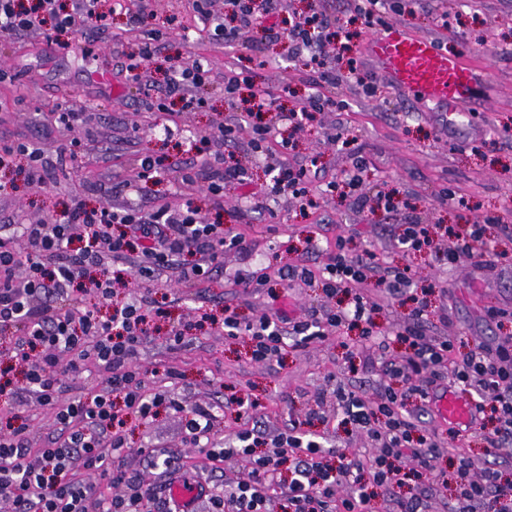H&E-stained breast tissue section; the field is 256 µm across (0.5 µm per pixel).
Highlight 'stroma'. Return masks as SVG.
<instances>
[{
    "label": "stroma",
    "instance_id": "stroma-1",
    "mask_svg": "<svg viewBox=\"0 0 512 512\" xmlns=\"http://www.w3.org/2000/svg\"><path fill=\"white\" fill-rule=\"evenodd\" d=\"M144 13L160 25L175 16L188 26V33L174 31L159 57L142 63L138 79L128 78L125 65L136 51L135 34L126 32L125 16L112 15L111 30L123 33L122 42H89L64 35L55 51L44 48L42 32L14 42H0V68L7 76L0 81V136L15 141H33L53 149L70 137L83 142L82 162L87 173L74 170L57 173L45 185L21 187L19 192H0V216L21 217L32 223L56 218L80 196L88 205H121L126 197L112 192L107 180L98 179L99 157L110 158L139 187V200L148 206L165 198L174 207L193 200L203 215L213 216L208 193L201 188L175 191L169 181L138 177L137 155L145 150L163 157L165 165L192 163L195 152L188 141L169 138L155 131L152 105L160 97L166 74L181 68L188 58L202 57L211 66L210 79L202 87L204 108L184 111L178 121L186 130L203 136L231 110L224 100V66L233 64L257 88L269 89L278 108L296 107V100L282 98L289 85L308 95L305 69L284 56L280 44L248 33L233 48L214 43L202 31L192 0H143ZM448 22L440 24L429 4L401 0L399 11L386 15L390 25H400L411 34L434 39L447 51L464 52L475 67V90L463 105L458 123L448 121L445 105L400 92L384 83L365 94L353 81L342 80L336 95L346 101L344 111H325L295 135V161L318 155V184L336 180L350 165V152L363 149L368 160L362 204L338 195L323 194L317 209L300 213L295 202H279L272 212L239 218L240 199H224L225 228L241 233L244 251L224 256V265L214 272L204 288H188L176 282L154 286L153 297L162 310L142 347L140 363L150 386H165L183 405L213 407L216 440L238 425L236 397L249 394L257 404L262 422L282 428L289 421L304 419L323 395L324 418L312 421L311 432L324 436L328 445L361 448L366 440L336 410V385L375 392L388 381L384 363L396 355L388 351L362 352L358 329H343L323 341L286 349L282 358L264 364L250 357L247 337L225 336L220 320L225 305L237 306L250 319L267 307V295H254L234 287L235 272L265 267L285 268L305 264L321 271L337 235L351 239L354 251L375 253L384 266L409 267L416 286L436 284L447 288V297L433 295L434 305H447L449 325L433 324L434 336H458L470 343H498L512 338V321L497 323L489 315L497 309L512 314V253L493 268L480 269L475 259L460 258L447 266L429 255H404L389 213L375 207L377 190L395 193L409 206L413 218L424 224H445L461 232L486 216H499L512 225V0H447ZM89 105L99 117L90 128L67 132L44 121L49 112ZM344 129L347 148L329 145L326 135ZM462 197V205L440 203L443 188ZM213 321L200 318L201 311ZM185 333L183 344L170 347L172 329ZM175 378H166V370ZM0 407L11 410L29 424L33 446H41L52 431L47 407L30 398H8ZM126 444L131 469H144L136 448L150 444L161 451L196 455L186 439L178 414L159 409L150 425L129 421Z\"/></svg>",
    "mask_w": 512,
    "mask_h": 512
}]
</instances>
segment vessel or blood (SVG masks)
Returning <instances> with one entry per match:
<instances>
[{
	"label": "vessel or blood",
	"mask_w": 512,
	"mask_h": 512,
	"mask_svg": "<svg viewBox=\"0 0 512 512\" xmlns=\"http://www.w3.org/2000/svg\"><path fill=\"white\" fill-rule=\"evenodd\" d=\"M367 53L382 76L399 90L454 108L466 104L471 96L474 73L464 54L444 51L433 40L408 34L400 26H388L373 37ZM434 408L445 423L468 424L473 420L467 396L458 391L436 398ZM203 489L200 481L188 484L174 480L168 483L166 493L180 504L181 512H194Z\"/></svg>",
	"instance_id": "b4317fda"
}]
</instances>
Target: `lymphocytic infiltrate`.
<instances>
[{
  "label": "lymphocytic infiltrate",
  "instance_id": "obj_1",
  "mask_svg": "<svg viewBox=\"0 0 512 512\" xmlns=\"http://www.w3.org/2000/svg\"><path fill=\"white\" fill-rule=\"evenodd\" d=\"M281 7L282 0H224L223 11L214 12L205 0L196 4L197 19L211 39L231 47L258 29L311 72L312 94L299 109L279 115L297 132L315 113L345 107L344 101L321 91L322 85L338 80L329 50L344 25L328 19L323 0H311L307 11L293 15L284 26L278 23ZM107 19L99 0H72L68 6L62 0H35L30 6L23 0H0V34L12 40L47 25L60 33L82 32L102 40ZM208 75L202 60L188 62L170 76L159 111H168L174 101L186 109L202 107L195 91ZM272 106L267 90L252 91L235 124H217L218 150L211 162L180 168L174 185L204 184L219 211L228 190L248 198L254 211L281 196L296 200L301 210L317 208L309 165L286 159L294 149L290 140H279L281 156L268 163V181L258 191L251 188L247 168L225 161L220 151L234 144L240 124L251 129L253 150L262 151L274 138L263 121ZM81 152L76 138L52 152L36 143L0 138V167H12L17 156H25V183L44 184ZM373 200L397 214V241L405 252H434L435 240L445 238L450 245L444 259L453 265L488 248L483 225H469L460 233L411 220L400 212L393 193L376 192ZM243 247V236L210 222L189 202L147 209L131 202L91 207L76 198L59 219L0 225V330L15 332L14 357L27 365L23 391L51 408L57 432L35 449L27 424L10 422L0 429V499L11 503L12 512H177L173 502L158 504L151 474L187 471L186 461L176 453L143 448L139 454L147 470H130L127 423L132 418L149 422L163 406L181 413L197 445L209 440L215 415L212 407L187 409L171 392L146 388L138 357L156 309L150 295H122L127 282L112 268L130 262L139 277L153 283L163 271L173 270L178 282L198 288L222 266L225 252ZM317 277L325 296L344 295L345 305L298 321L276 311L245 321L228 304L222 320L225 336L248 337L255 362L281 354L287 340L305 344L350 326L359 328L365 347L388 349L375 318L385 302L410 287L407 269L380 267L372 252L353 253L348 238L340 235ZM89 293L96 295L97 304H86ZM435 318L447 322V307L435 310L428 299H415L407 322L394 331L405 351L386 362L389 383L379 392L337 388L344 422L365 433L370 448L324 447L299 421L265 433L256 426L255 403L238 397L239 417L246 426L235 444L209 448L205 470L216 473L220 463L233 457L242 462L243 471L236 481L213 486V512H269L276 495L286 500L288 512H372L378 492L396 487L403 493L394 500V512H431L433 500L444 493L451 496L449 512H512V479L497 463L459 455L451 471L438 470L448 440L462 439L463 432L449 429L444 441L424 435L415 412L438 393L455 388L471 396L477 420L494 413L496 424L485 433V442L493 448L511 447L512 343L479 344L462 353L453 339L427 335ZM91 366L108 372L106 387L86 398L68 397L69 380Z\"/></svg>",
  "mask_w": 512,
  "mask_h": 512
}]
</instances>
